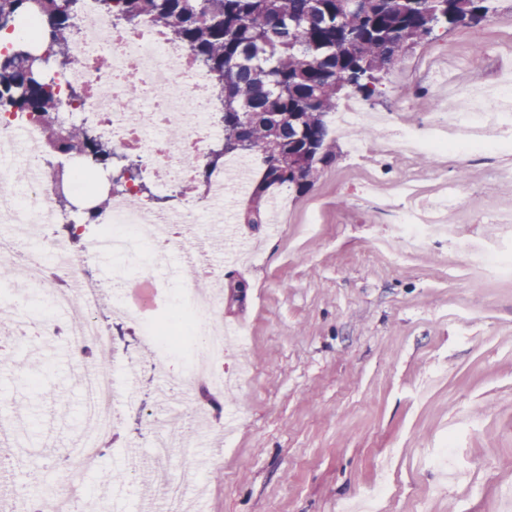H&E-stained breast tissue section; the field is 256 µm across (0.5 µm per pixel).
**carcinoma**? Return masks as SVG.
<instances>
[{"label": "carcinoma", "mask_w": 512, "mask_h": 512, "mask_svg": "<svg viewBox=\"0 0 512 512\" xmlns=\"http://www.w3.org/2000/svg\"><path fill=\"white\" fill-rule=\"evenodd\" d=\"M81 0H0V32L37 17L43 28L0 53V113L28 112L47 125V149L79 152L99 168L119 158L83 124H57L62 104L52 67L81 65L69 41ZM497 0H98L103 16L151 19L207 72L224 138L208 168L231 154L257 155L267 171L246 202L247 224L265 223L262 200L300 195L327 158L326 116L350 96L371 98L394 60L446 24L469 25Z\"/></svg>", "instance_id": "cac0c4a2"}]
</instances>
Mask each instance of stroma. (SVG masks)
Here are the masks:
<instances>
[{
  "mask_svg": "<svg viewBox=\"0 0 512 512\" xmlns=\"http://www.w3.org/2000/svg\"><path fill=\"white\" fill-rule=\"evenodd\" d=\"M512 71V0L476 25L436 28L391 65L361 106L394 114L396 127L439 110L437 76L482 87ZM491 149L448 150L401 160L382 130L328 139L330 158L300 195L277 189L276 231L229 223L253 248L247 261L214 255L224 321L245 342L224 358L222 425L200 439L196 458L154 460L149 440L170 421L193 431L177 382L185 352L164 372L148 368L137 327L113 329V368H145L142 405L121 410L106 450L84 476L87 499L127 512L170 481L187 485L193 512H512V121ZM451 197L449 231L413 247L395 224L411 206ZM493 252L492 267L474 256ZM175 257L134 274L102 258L90 271L121 277L118 293L151 323L181 306ZM17 420L0 456L7 488L51 492L59 454L88 430L80 371L65 340L17 345L0 365V416ZM448 469L429 467L440 448ZM118 476L106 497L101 472Z\"/></svg>",
  "mask_w": 512,
  "mask_h": 512,
  "instance_id": "1",
  "label": "stroma"
}]
</instances>
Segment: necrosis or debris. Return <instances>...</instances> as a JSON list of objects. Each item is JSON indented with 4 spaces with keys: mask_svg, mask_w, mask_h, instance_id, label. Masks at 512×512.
I'll use <instances>...</instances> for the list:
<instances>
[{
    "mask_svg": "<svg viewBox=\"0 0 512 512\" xmlns=\"http://www.w3.org/2000/svg\"><path fill=\"white\" fill-rule=\"evenodd\" d=\"M71 53L80 67L59 77L62 90L81 89L80 109L68 112L67 120L95 122L100 135L111 140L118 154L133 153L141 167L133 179L113 187L110 204L96 225L79 224L74 234L45 235L47 227L61 223L56 209L57 167L42 146L44 125L26 112L0 114V222L38 225L40 232L27 240L16 232L0 234V266L13 267L31 276L34 287L48 292L52 308L77 306L86 319L70 334V348L79 366L85 367L83 414L91 432L80 449L62 452L59 462L57 495L66 512H84V490L79 475L90 460L98 459L103 444L115 429L116 404L136 409L140 406L135 389H120L110 369L101 365L112 355V329L99 315L104 298L100 279L90 275L85 265L103 238H111L112 252L136 260L142 250L156 259L166 258L173 247H185L184 232L193 224H220L224 221V202L235 196L233 173L248 164L245 156L229 158L223 169L211 170L204 190H197L200 173L206 165L211 145L224 137V128L212 117L208 75L194 61L188 49L171 41L144 19L127 27L106 22L96 0H85L79 23L70 40ZM108 57L110 65L101 68L99 60ZM138 83L148 105L134 101L128 93L130 83ZM512 115V81L504 80L493 88L458 85L454 103L430 126L427 135L414 129L386 128L399 154L410 158L423 151L436 153L447 148L481 147L505 117ZM179 126L182 135L167 137L170 126ZM22 161L28 183L24 197H16L10 184L15 161ZM153 182L159 192H176L179 204L164 210L143 195V180ZM85 243L82 252L71 249L73 237ZM209 261L190 265L183 281V292L190 299V333L197 342L191 349L182 389L193 414L206 412L196 397L199 388L216 396L224 394L225 325L221 295H201L195 288L198 275L214 276ZM7 304L20 318V339L58 336L63 332L57 318L27 315L26 297L5 294ZM141 344L151 347V366L164 371L170 353L181 346L178 332L162 322L145 328Z\"/></svg>",
    "mask_w": 512,
    "mask_h": 512,
    "instance_id": "obj_1",
    "label": "necrosis or debris"
}]
</instances>
